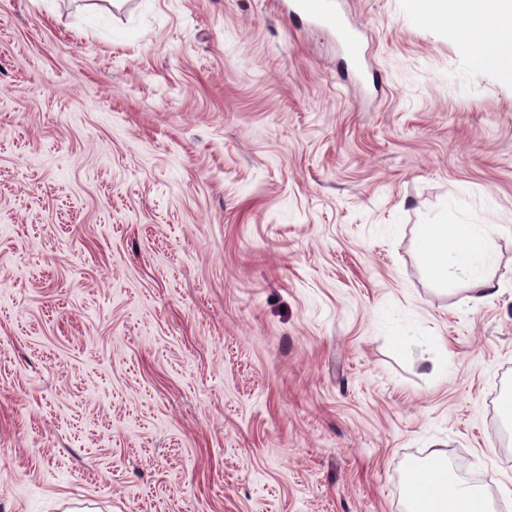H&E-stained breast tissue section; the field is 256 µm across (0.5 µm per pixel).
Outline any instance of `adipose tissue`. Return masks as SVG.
Instances as JSON below:
<instances>
[{
    "label": "adipose tissue",
    "mask_w": 512,
    "mask_h": 512,
    "mask_svg": "<svg viewBox=\"0 0 512 512\" xmlns=\"http://www.w3.org/2000/svg\"><path fill=\"white\" fill-rule=\"evenodd\" d=\"M490 233L487 224L445 223L420 227L421 246L435 278L444 284L467 281L470 299L476 304L494 294L492 281L485 274ZM406 493L410 512H488L479 493L449 481L438 455L429 466L410 472Z\"/></svg>",
    "instance_id": "obj_1"
}]
</instances>
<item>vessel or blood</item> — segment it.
Segmentation results:
<instances>
[{"instance_id":"obj_1","label":"vessel or blood","mask_w":512,"mask_h":512,"mask_svg":"<svg viewBox=\"0 0 512 512\" xmlns=\"http://www.w3.org/2000/svg\"><path fill=\"white\" fill-rule=\"evenodd\" d=\"M292 12L333 31L352 70L363 72L367 52L361 30L348 24L340 9V0H293ZM466 22L470 30L469 51L488 54V35L492 28V20L485 10L483 0H470Z\"/></svg>"}]
</instances>
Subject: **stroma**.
I'll use <instances>...</instances> for the list:
<instances>
[{"instance_id": "stroma-1", "label": "stroma", "mask_w": 512, "mask_h": 512, "mask_svg": "<svg viewBox=\"0 0 512 512\" xmlns=\"http://www.w3.org/2000/svg\"><path fill=\"white\" fill-rule=\"evenodd\" d=\"M342 7L361 88L288 0H0V512H512V29ZM470 8L466 15L470 39L467 44L470 52L489 56L488 35L492 28V20L484 7L483 0H470ZM490 224H424L420 227L421 246L428 255L435 278L447 285L466 280L472 294L470 301L480 304L494 295L492 280L485 274V258ZM406 493L411 512H487L483 497L448 480L441 456L429 466L413 470L407 477Z\"/></svg>"}]
</instances>
